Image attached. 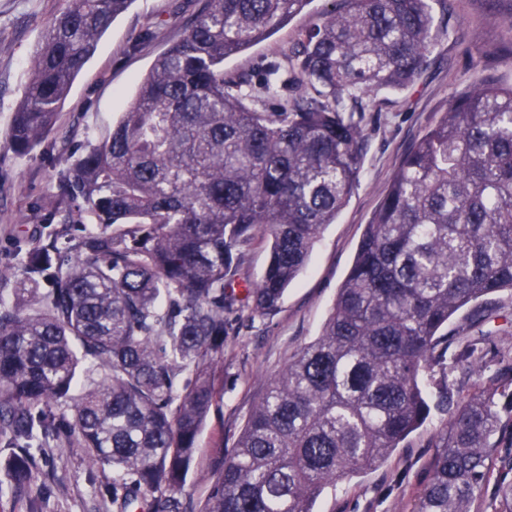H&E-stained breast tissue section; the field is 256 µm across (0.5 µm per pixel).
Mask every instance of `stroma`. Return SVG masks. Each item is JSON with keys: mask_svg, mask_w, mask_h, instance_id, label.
Segmentation results:
<instances>
[{"mask_svg": "<svg viewBox=\"0 0 512 512\" xmlns=\"http://www.w3.org/2000/svg\"><path fill=\"white\" fill-rule=\"evenodd\" d=\"M203 4L133 0L100 37L40 152L22 156L10 146L9 128L32 59L62 0H0V268L18 267L20 250L43 232L41 219L57 195L55 159L68 158L75 146L96 141L111 129L126 111L138 80L167 44L184 33ZM329 6V0H312L265 42L226 60L225 73L259 78ZM431 6L435 29L427 67L409 88L382 95L363 115V171L347 205L322 230L278 310L257 318L242 311L237 331L224 342L214 366V403L180 493L184 512H199L219 458L230 450L270 379L321 334L364 228L409 146L473 83L512 84V0H432ZM149 30L153 38L144 39ZM484 306L486 316L479 325H472V311L466 308L449 322L448 332L484 334V360L495 370L498 353L512 349V292L502 291ZM446 420L445 411L432 410L424 426L381 466L327 488L320 512H412L430 478L433 438ZM7 439L0 434V512H117L111 469L90 466L85 448L73 439L52 440L36 449L33 490H15L4 465Z\"/></svg>", "mask_w": 512, "mask_h": 512, "instance_id": "1", "label": "stroma"}]
</instances>
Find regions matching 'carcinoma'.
<instances>
[{
    "label": "carcinoma",
    "mask_w": 512,
    "mask_h": 512,
    "mask_svg": "<svg viewBox=\"0 0 512 512\" xmlns=\"http://www.w3.org/2000/svg\"><path fill=\"white\" fill-rule=\"evenodd\" d=\"M132 0H65L45 32L9 130L28 155L45 141L98 39ZM310 0H204L156 58L126 112L59 176L0 308V430L8 472L34 481V446L76 438L112 469L121 512H183L212 371L231 316H265L306 266L358 185L361 115L423 71L430 0H331L261 87L224 61L267 39ZM317 96H311L308 89ZM276 110H266L267 104ZM122 224L118 232L112 225ZM268 239L261 279L238 272ZM46 279L52 288L41 293ZM512 291V86L459 93L403 158L358 244L321 334L269 383L223 456L200 512H317L336 480L378 467L428 420L425 380L454 349L478 381L443 385L448 419L412 512H471L506 444L498 380L480 339L440 334L459 310ZM86 383L66 415L79 377ZM494 512H512V480Z\"/></svg>",
    "instance_id": "1"
}]
</instances>
